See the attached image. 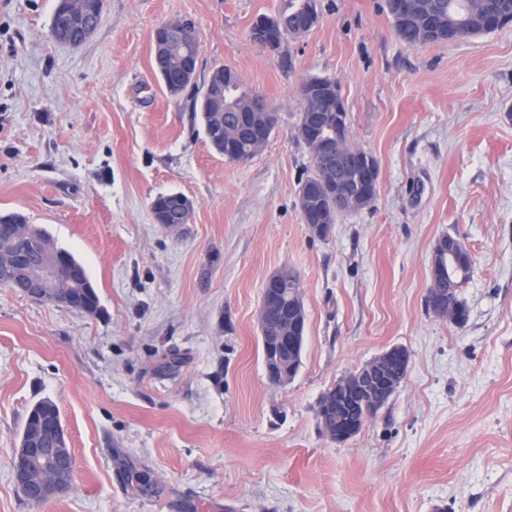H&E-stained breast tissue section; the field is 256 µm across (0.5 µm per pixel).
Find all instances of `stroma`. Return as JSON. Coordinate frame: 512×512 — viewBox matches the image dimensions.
Listing matches in <instances>:
<instances>
[{
  "instance_id": "obj_1",
  "label": "stroma",
  "mask_w": 512,
  "mask_h": 512,
  "mask_svg": "<svg viewBox=\"0 0 512 512\" xmlns=\"http://www.w3.org/2000/svg\"><path fill=\"white\" fill-rule=\"evenodd\" d=\"M284 0H105L82 46L56 0H0V212L23 213L87 268L101 315L0 288V512H512V25L406 45L385 0H322L280 58L250 30ZM187 19L195 83L171 97L154 30ZM235 69L277 124L248 163L216 153L192 109ZM335 80L352 142L379 168L370 207L312 237L298 205L299 89ZM179 192L188 223H155ZM473 258L464 326L427 311L433 249ZM298 272L296 376L267 379L257 310ZM411 360L348 443L317 402L385 349ZM60 407L76 469L34 506L10 460L32 405ZM100 22H96L94 20H89L79 26H65L59 27L55 32V38L64 44H68L70 46H80L87 42L96 32L99 27Z\"/></svg>"
}]
</instances>
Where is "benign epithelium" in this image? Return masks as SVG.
Here are the masks:
<instances>
[{
    "instance_id": "1",
    "label": "benign epithelium",
    "mask_w": 512,
    "mask_h": 512,
    "mask_svg": "<svg viewBox=\"0 0 512 512\" xmlns=\"http://www.w3.org/2000/svg\"><path fill=\"white\" fill-rule=\"evenodd\" d=\"M99 23L89 20L79 26H65L58 28L55 38L70 46H80L87 42L96 32ZM190 30L185 20L165 23L155 29L153 33V64L160 67L170 60H178V68L183 74H194L197 71L195 60L188 58V53L198 52V47L191 46L188 39H180L182 33ZM371 177L357 187L353 193L342 190L337 193L340 201L352 196L365 204L372 199L374 189L377 188L379 172L375 167H369ZM180 214L163 217L153 213L155 223L176 227L187 223L192 211V202L188 197L180 199ZM435 250L448 258H454L458 252L464 250L463 243L455 237L439 239ZM14 273L21 283L23 294L35 301H51L56 306L73 309L75 298L72 294L60 290V281L73 278L75 274L68 263L60 258L51 262L35 264L26 254L15 257ZM448 279L442 265L431 268L430 294L431 310L434 314L442 316L448 313V302L444 294L437 290V285ZM282 281L280 274L274 272L264 285V292L273 293V296H262L258 310V330L262 345L273 348V352L264 356V366L268 380L274 385H281L285 381L286 366L289 351L304 341V335L295 331V323L306 317L304 308L296 309L293 322H288V301L280 291ZM410 363L409 351L399 345L392 346L371 359L357 370L339 379L334 386L325 391L317 406L319 427L322 434L331 442L344 444L358 431L356 421L350 417H341L337 410L336 397L338 392L344 393L342 406L351 413L360 406L365 410L379 411L391 398L396 389L407 376ZM67 439L66 429L63 426L51 424L42 427L38 446L20 448L14 454L11 470L13 479L19 484L28 480V471L31 464H47L51 470L52 481L39 487H28L29 493L37 498H43L53 491L68 490L74 480L75 460L69 456L65 459L56 453V444Z\"/></svg>"
}]
</instances>
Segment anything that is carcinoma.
Returning a JSON list of instances; mask_svg holds the SVG:
<instances>
[{
    "label": "carcinoma",
    "mask_w": 512,
    "mask_h": 512,
    "mask_svg": "<svg viewBox=\"0 0 512 512\" xmlns=\"http://www.w3.org/2000/svg\"><path fill=\"white\" fill-rule=\"evenodd\" d=\"M304 9L309 11L314 21H319L322 12L321 0H288V8L264 19L271 22L284 18L290 13ZM407 11L412 16L411 29L406 31L395 27L398 37L411 46L425 43H454L459 40L486 33L482 26V17L490 14L509 15L512 13V0H409ZM232 79L238 88L237 111L231 118H226L224 107L210 94L203 93L200 101L193 104L194 111L200 112L208 140L215 151L223 149L224 142L234 143L237 156L251 160L266 144L272 129L266 127L267 117L251 109L247 98L252 92L245 89L235 70L228 66L213 69L208 84L218 86ZM308 89L309 96L302 99L303 107L298 113L294 136L302 141L304 136L325 139L336 143V153L345 157L356 151L365 157V151L351 144L348 133L338 131V126L348 125V112H320L321 101L335 95L336 81L328 78L314 77L302 83ZM330 162L326 158H312V169L304 180L307 188L303 204L307 211L318 215L326 224H335L340 216L361 210L358 205H351L345 210L338 208L336 198L322 190L323 181L327 179ZM365 170L356 162L346 164L341 170V178L346 187L352 189L364 181ZM24 250L31 256L46 261L57 255H65L77 269L76 281L65 282L62 287L77 296L81 309L92 316L102 313L98 293L87 271L68 251L60 248L52 237L36 224L28 223L27 218L19 212L0 215V287H12L13 256L18 250ZM473 258L470 253L458 256L455 288L456 291L449 304L458 311L453 323L462 326L468 319L465 302L460 298V290L468 282ZM61 419L58 404H43L38 401L30 411L21 434V440L28 442L35 434L36 420L39 416Z\"/></svg>",
    "instance_id": "carcinoma-1"
}]
</instances>
